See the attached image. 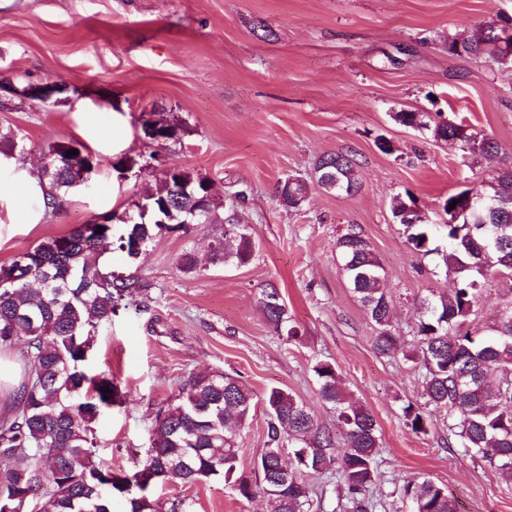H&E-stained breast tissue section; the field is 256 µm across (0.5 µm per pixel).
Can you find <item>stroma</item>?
Instances as JSON below:
<instances>
[{
  "instance_id": "1",
  "label": "stroma",
  "mask_w": 512,
  "mask_h": 512,
  "mask_svg": "<svg viewBox=\"0 0 512 512\" xmlns=\"http://www.w3.org/2000/svg\"><path fill=\"white\" fill-rule=\"evenodd\" d=\"M500 13L512 15V0H0V81L69 87L53 106L15 97L0 107V133L24 139L17 167L36 174L49 146L69 141L97 161L91 184L39 223H18L11 202L0 201V264L155 191L161 171L122 178L113 165L158 150L142 130L157 114L182 122L180 142L158 150L166 164L210 179L225 218L256 243L249 264L199 275L183 273L180 261L205 256L211 230L203 226L163 234L134 260L104 254L112 270L151 289L113 315L89 356L90 375L119 391L93 424L98 463L131 470L150 446L156 411L198 373L233 374L259 395L281 388L336 430L318 399L312 366L320 360L378 423L386 512H412L402 487L416 476L445 486L460 512H512V481L448 447L441 418L425 434L405 425L402 408L418 399L419 374L402 355L375 353V326L336 253L341 235L361 231L406 337L419 300L451 288L437 255L407 245L393 205L413 197L445 245L440 201L512 165V68L447 47ZM410 111L441 112L494 138L500 152L475 157L395 121ZM381 138L391 153L378 148ZM333 152L356 160L357 192L317 185L315 164ZM290 177L310 187L297 209L276 194ZM271 286L299 340L267 323L260 298ZM152 496L156 512L177 498L195 512H269L263 499L242 500L220 481L170 480Z\"/></svg>"
}]
</instances>
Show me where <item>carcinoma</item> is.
I'll return each instance as SVG.
<instances>
[{"instance_id": "obj_1", "label": "carcinoma", "mask_w": 512, "mask_h": 512, "mask_svg": "<svg viewBox=\"0 0 512 512\" xmlns=\"http://www.w3.org/2000/svg\"><path fill=\"white\" fill-rule=\"evenodd\" d=\"M448 53L488 56L502 67H512V23L479 24L469 35L448 40ZM438 116L398 112L395 120L448 141L455 130ZM467 139V151L474 156L498 152L491 138ZM22 141L14 133L0 135V157L23 155ZM72 169L57 145L49 146L38 174L46 207L56 208L78 187ZM316 182L336 193L358 190L355 159L342 152L321 157ZM467 194H450L439 204L450 219L445 225L446 250L432 245L431 225L418 210L403 201L393 206L408 244L425 255H440L445 275H453L455 282L450 291L419 301L412 350L393 327L392 299L383 288L384 272L370 242L352 227L338 239L337 248L349 287L376 327V354L400 351L422 370L419 400L402 408L406 425L426 434L432 413H443L448 447L512 479V303L487 329L476 326L477 306L489 279H512V209H501L512 205V166L501 169L488 188L474 190L481 200L472 207ZM152 204L166 223L128 224L125 229L127 237L138 234L144 249L193 221V199L187 194L174 191L167 200ZM214 223L224 230L213 237L217 246L207 263L187 253L181 259L182 272L199 275L209 265L243 266L253 259L255 244L240 225L224 223L221 215ZM123 246L122 239L112 240V225L82 224L0 265V272H17L16 282L0 286V350L22 341L27 362L16 411L0 418V443L10 449L4 457L11 462L0 473V512H20L43 496L51 512H112L116 500L126 504L127 512H153L150 492L170 477L188 484L222 480L248 501L263 494L271 512H318L321 498H313L307 479L328 474L343 487L345 500L337 501L342 512H379L384 501L374 495L380 481L377 421L324 361L312 370L320 402L333 410L344 433L345 448L339 453L332 432L293 394L272 387L258 400L233 376L205 374L189 376L176 402L157 412L150 447L132 472L97 465L92 424L112 405L117 387L109 379L89 375V355L101 328L126 307L125 299L149 290L135 276L112 278L110 269L99 263L102 254ZM262 309L276 332H285L290 341L298 339L285 303ZM260 403L267 415V448L261 453V469L248 475L240 469L236 430ZM402 491L414 512H458L443 487L425 477L411 478Z\"/></svg>"}]
</instances>
